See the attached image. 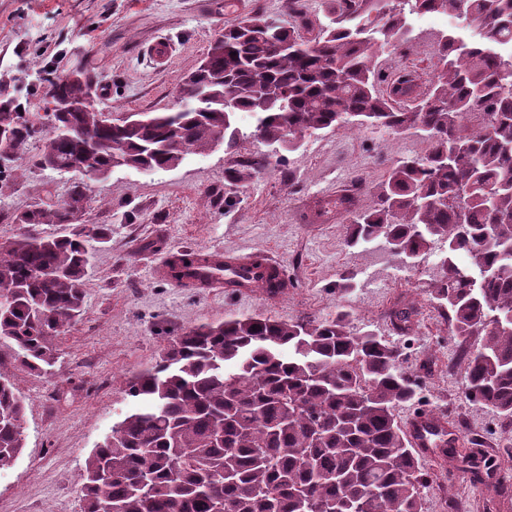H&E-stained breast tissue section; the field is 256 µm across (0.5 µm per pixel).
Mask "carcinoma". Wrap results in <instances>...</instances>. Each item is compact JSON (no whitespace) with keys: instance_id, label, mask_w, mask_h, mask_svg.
Listing matches in <instances>:
<instances>
[{"instance_id":"1","label":"carcinoma","mask_w":512,"mask_h":512,"mask_svg":"<svg viewBox=\"0 0 512 512\" xmlns=\"http://www.w3.org/2000/svg\"><path fill=\"white\" fill-rule=\"evenodd\" d=\"M420 14L463 21L472 39L442 33L439 66L408 108L401 102L414 96V78L402 74L382 89L375 58L406 53L408 17ZM307 24L297 9L287 26L253 15L224 28L179 88L180 108L140 127L100 109L51 112L38 125L0 89V125L10 133L0 140L9 156L0 177L42 131L38 164L57 172L114 163L153 172L251 138L276 157L342 127L421 131L428 152L390 168L346 245L381 239L416 260L443 244L433 299L454 335L485 336L464 361L466 395L512 417V57L499 50L512 40V0H336L328 23L303 40ZM80 74L79 83L54 76L47 96L91 97L88 71ZM193 83L199 96L182 95ZM472 114L481 116L476 126ZM92 180L64 201L44 190L10 215L23 232L0 243V293L10 302L0 339L16 347L12 361L0 356V469L25 440L9 365L40 374L55 367V339L84 312L88 244L109 234L76 218ZM41 224L67 231L45 237ZM208 265V254L184 251L168 277L185 287ZM399 357L376 334L352 331L344 312L193 327L131 383L139 407L87 458L83 512H102L106 498L115 512H422L421 474L394 413L415 396Z\"/></svg>"}]
</instances>
